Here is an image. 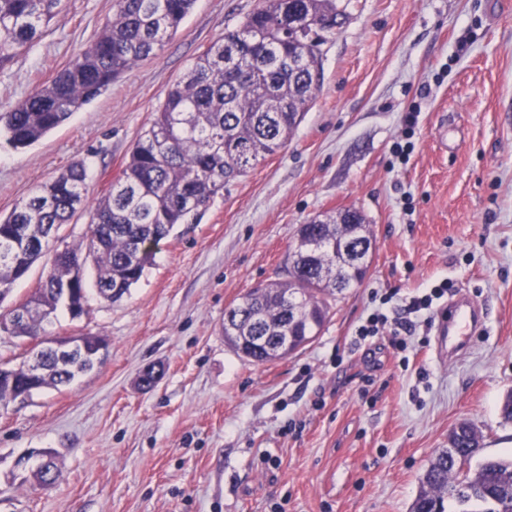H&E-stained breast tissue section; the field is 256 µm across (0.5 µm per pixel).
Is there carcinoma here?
I'll return each mask as SVG.
<instances>
[{"label": "carcinoma", "mask_w": 512, "mask_h": 512, "mask_svg": "<svg viewBox=\"0 0 512 512\" xmlns=\"http://www.w3.org/2000/svg\"><path fill=\"white\" fill-rule=\"evenodd\" d=\"M195 0H115L100 35L49 83L8 112L0 113V137L14 149L28 147L97 98L114 80L155 54L175 35ZM62 0H0V65L42 37L60 12ZM336 0H261V7L224 38L207 47L174 83L135 142L121 175L94 205L87 203V169L75 163L35 187L7 215L0 214V268L17 264L28 271L50 251L42 241L90 210L83 240L52 259L45 279L24 308L0 315L9 335L25 342L45 331L61 310L77 318L85 311V270H96L95 287L116 301L139 282L160 243L179 224H195L232 180L283 148L321 89L310 69H323L321 45L312 40L310 18L336 28ZM364 224L336 225V219L302 224L297 235L322 241L314 256L288 253L287 278L259 283L231 306L225 319L237 329L224 341L258 364L283 360L303 349L326 323L335 295L365 277L351 264L336 282L331 273L343 249L357 243L351 234ZM69 281L67 301L56 287ZM89 355H43L42 374L28 383V361L13 367L15 384L0 383V410L19 394L73 383L92 370ZM482 436L459 422L422 472L411 512H512V454L480 457ZM32 474L41 485L61 477L56 460Z\"/></svg>", "instance_id": "carcinoma-1"}]
</instances>
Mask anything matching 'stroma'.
<instances>
[{
    "label": "stroma",
    "instance_id": "stroma-1",
    "mask_svg": "<svg viewBox=\"0 0 512 512\" xmlns=\"http://www.w3.org/2000/svg\"><path fill=\"white\" fill-rule=\"evenodd\" d=\"M323 83L286 146L176 226L121 300L87 292L51 336L91 333L102 365L0 413V512H410L418 478L460 421L512 452V0H336ZM260 0H195L181 29L30 147L0 138V213L75 162L95 203L167 89ZM113 0H63L49 31L0 67V113L99 34ZM466 54H458L460 39ZM355 208L374 249L315 340L273 364L224 342L226 309L284 278L297 229ZM447 284L487 306L449 358L420 312L408 348L366 339L374 311ZM151 366L156 386L139 385ZM52 451L57 483L19 471Z\"/></svg>",
    "mask_w": 512,
    "mask_h": 512
}]
</instances>
